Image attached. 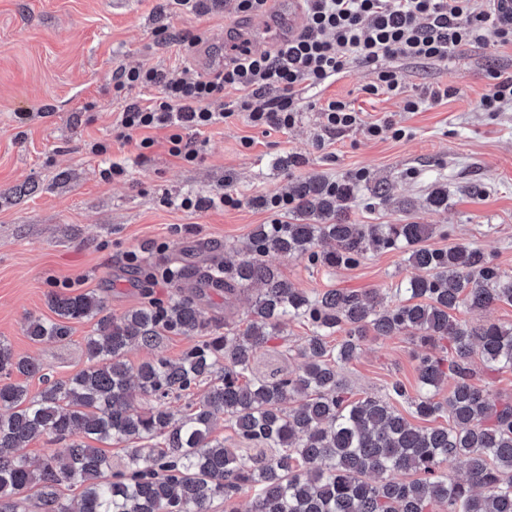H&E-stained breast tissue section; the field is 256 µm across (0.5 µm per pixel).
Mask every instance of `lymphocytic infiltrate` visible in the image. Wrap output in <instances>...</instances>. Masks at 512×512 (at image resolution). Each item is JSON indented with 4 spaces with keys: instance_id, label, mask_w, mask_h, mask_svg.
<instances>
[{
    "instance_id": "1",
    "label": "lymphocytic infiltrate",
    "mask_w": 512,
    "mask_h": 512,
    "mask_svg": "<svg viewBox=\"0 0 512 512\" xmlns=\"http://www.w3.org/2000/svg\"><path fill=\"white\" fill-rule=\"evenodd\" d=\"M502 2L301 0V25L286 41L264 51L231 43L218 70L118 68L113 88L124 105L112 123V138L142 151L155 144L150 131L162 130L169 154L191 164L203 154L205 128L243 112L253 126L288 130L307 92L323 91L358 65L375 74L366 94L397 96L403 111H420L424 101L438 103L454 91L437 85L423 99L406 94L399 62H443L463 47L490 41L512 46V10L503 11ZM147 88L158 89V96L139 97V90ZM228 90L235 91L233 100H225ZM319 112L328 134L360 127L373 138L405 135L387 120L364 122L360 111L338 98L324 99Z\"/></svg>"
}]
</instances>
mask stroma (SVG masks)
<instances>
[{
	"label": "stroma",
	"mask_w": 512,
	"mask_h": 512,
	"mask_svg": "<svg viewBox=\"0 0 512 512\" xmlns=\"http://www.w3.org/2000/svg\"><path fill=\"white\" fill-rule=\"evenodd\" d=\"M271 17L237 21L232 7L195 16L173 0H0V340L20 356L68 378L86 368L85 339L94 321H70V341L32 343L31 319L53 318L52 293L104 295L113 315L142 302L144 275L168 267L193 269L223 262L225 248L243 246L272 213L261 201L312 174L336 180L365 172L348 217L358 224L434 225L429 247L467 243L483 250L512 277V105L481 111L492 72L512 74V48L482 45L447 62H402L410 94L443 84L456 94L406 112L399 98L369 100L370 68L357 66L324 94L362 108L366 120L387 119L404 137L371 139L350 129L328 136L316 108L282 132L252 126L239 115L204 130L202 159L188 165L169 155L164 132L139 154L112 139L122 101L112 90L119 66L179 65V37L198 35V70L217 67L229 29L259 50L268 46ZM168 40H160L158 29ZM107 141V155L90 145ZM128 170L107 181L109 163ZM448 187V204L428 207L435 183ZM237 192L241 207L187 211V195ZM137 253L141 267L130 266ZM268 261L309 293L344 288L360 293L399 287L412 274L398 250L369 252L359 264L334 270L276 255ZM254 295L202 297L209 316L246 326ZM308 328L289 323L255 356L253 375L273 380L298 372ZM419 348L409 334L368 338L343 376L359 396L382 395L392 381L416 386Z\"/></svg>",
	"instance_id": "obj_1"
}]
</instances>
